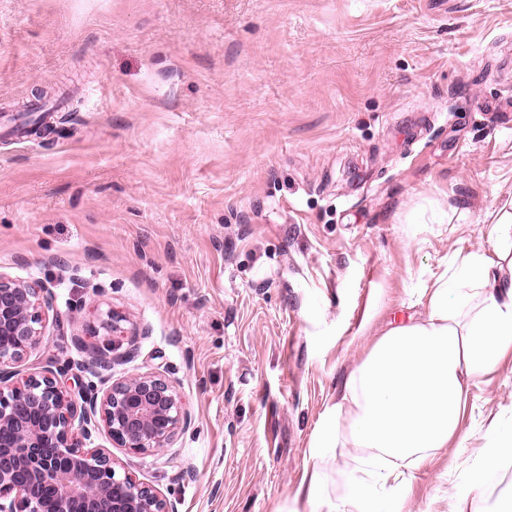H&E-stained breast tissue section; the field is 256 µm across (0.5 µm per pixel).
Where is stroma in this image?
I'll list each match as a JSON object with an SVG mask.
<instances>
[{
	"instance_id": "obj_1",
	"label": "stroma",
	"mask_w": 512,
	"mask_h": 512,
	"mask_svg": "<svg viewBox=\"0 0 512 512\" xmlns=\"http://www.w3.org/2000/svg\"><path fill=\"white\" fill-rule=\"evenodd\" d=\"M67 93L59 131L0 116V273L52 293L17 380L113 344L99 390L169 381L159 456L89 442L175 512H278L371 331L473 253L512 199V0H0V109ZM436 200L443 224L408 218ZM76 321H69L70 308ZM118 331H101L106 313ZM512 423V352L405 512Z\"/></svg>"
}]
</instances>
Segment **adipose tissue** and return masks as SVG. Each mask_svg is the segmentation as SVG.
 I'll list each match as a JSON object with an SVG mask.
<instances>
[{
	"label": "adipose tissue",
	"mask_w": 512,
	"mask_h": 512,
	"mask_svg": "<svg viewBox=\"0 0 512 512\" xmlns=\"http://www.w3.org/2000/svg\"><path fill=\"white\" fill-rule=\"evenodd\" d=\"M417 303L345 377L289 512H403L414 472L458 436L471 384L512 351V261L471 254Z\"/></svg>",
	"instance_id": "ef3b65f1"
}]
</instances>
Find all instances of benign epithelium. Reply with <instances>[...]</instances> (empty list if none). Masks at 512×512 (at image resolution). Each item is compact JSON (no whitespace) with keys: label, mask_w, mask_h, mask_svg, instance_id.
<instances>
[{"label":"benign epithelium","mask_w":512,"mask_h":512,"mask_svg":"<svg viewBox=\"0 0 512 512\" xmlns=\"http://www.w3.org/2000/svg\"><path fill=\"white\" fill-rule=\"evenodd\" d=\"M48 307L43 285L0 276V512H174L155 487L80 444L91 438L87 421L99 413L119 447L138 455L164 453L190 422L168 381L141 375L101 394L84 380L114 363L110 351L98 350L76 368L48 366L11 384L7 366L38 344ZM70 373L72 388L60 380ZM47 487L56 490L55 498H44ZM14 490L18 498L3 502Z\"/></svg>","instance_id":"7a95c632"}]
</instances>
